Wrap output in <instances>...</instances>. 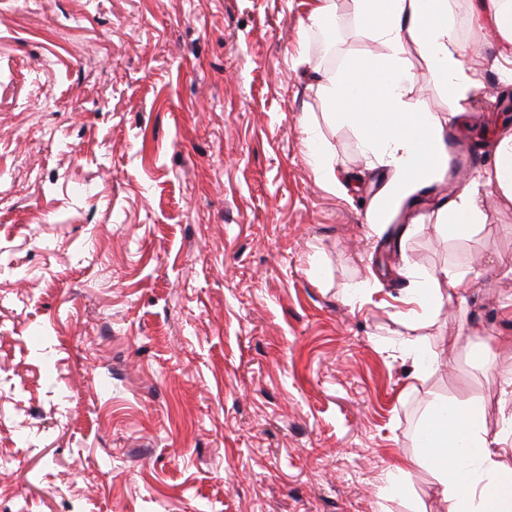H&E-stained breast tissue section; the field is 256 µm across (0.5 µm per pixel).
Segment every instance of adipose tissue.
<instances>
[{"instance_id": "1", "label": "adipose tissue", "mask_w": 512, "mask_h": 512, "mask_svg": "<svg viewBox=\"0 0 512 512\" xmlns=\"http://www.w3.org/2000/svg\"><path fill=\"white\" fill-rule=\"evenodd\" d=\"M362 38L382 45L381 54L352 58L326 75L321 91L334 121L355 128L369 166L386 168L382 187L389 209H398L418 188L444 175L448 151L446 118L463 111L480 77L459 45L450 0H353ZM425 62L424 74L407 64L406 45ZM443 89L448 113L419 110L410 97L418 79ZM495 188L512 202V135L496 144L490 165L438 207V229L448 239L469 237L486 222L479 186ZM410 283L404 297L409 314H434L473 277L472 267L451 264L422 275L404 264ZM415 464L436 473L437 492L447 512H512V414L488 431L479 407L431 398L421 422Z\"/></svg>"}]
</instances>
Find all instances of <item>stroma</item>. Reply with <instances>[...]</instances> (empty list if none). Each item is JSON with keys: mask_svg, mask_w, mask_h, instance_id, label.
Instances as JSON below:
<instances>
[{"mask_svg": "<svg viewBox=\"0 0 512 512\" xmlns=\"http://www.w3.org/2000/svg\"><path fill=\"white\" fill-rule=\"evenodd\" d=\"M471 6L451 0L482 85L445 131L474 161L379 232L386 171L319 89L382 51L352 0L329 32L303 0H0V512H442L427 467L386 488L426 400H482L491 431L512 412V346L480 360L512 336V203L484 188L471 238L435 229L512 132ZM310 121L351 199L319 181ZM405 260L477 275L408 318ZM404 343L441 362L410 393Z\"/></svg>", "mask_w": 512, "mask_h": 512, "instance_id": "1", "label": "stroma"}]
</instances>
